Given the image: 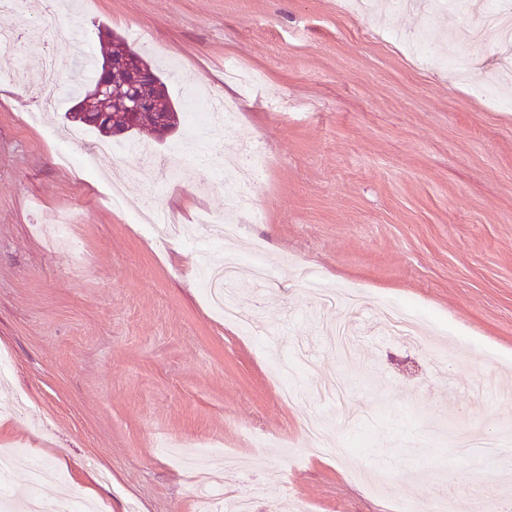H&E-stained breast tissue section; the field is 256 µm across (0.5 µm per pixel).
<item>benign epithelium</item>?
<instances>
[{
	"mask_svg": "<svg viewBox=\"0 0 512 512\" xmlns=\"http://www.w3.org/2000/svg\"><path fill=\"white\" fill-rule=\"evenodd\" d=\"M96 71L98 77L93 88L67 113L70 122H92L108 131L112 121L110 113L101 108V102L109 98L123 104L132 118L146 112L164 116L169 112L164 88L155 80L153 72L129 51L102 56L96 61Z\"/></svg>",
	"mask_w": 512,
	"mask_h": 512,
	"instance_id": "7a95c632",
	"label": "benign epithelium"
}]
</instances>
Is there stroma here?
<instances>
[{"label": "stroma", "mask_w": 512, "mask_h": 512, "mask_svg": "<svg viewBox=\"0 0 512 512\" xmlns=\"http://www.w3.org/2000/svg\"><path fill=\"white\" fill-rule=\"evenodd\" d=\"M68 17L26 0L0 12L1 31L49 29L67 58L73 34L101 57L106 31L145 32L137 49L159 66L177 103L195 87L234 102L236 137L205 131L193 167L207 181L164 187L131 160L99 170L56 164L49 126H66L69 92L46 124L26 114L45 80L32 49L4 55L24 66L0 78V351L13 375L0 395V445L22 444L62 479L38 491L60 512L63 489L92 485L106 512H194L201 488L268 492L254 512H396L436 495L456 512H512V456H464L457 437L512 430V107L475 97L500 70L496 36L472 43L462 79L446 70L451 12L424 5L390 17L404 33L432 31L423 63L378 37L374 15L342 0H76ZM235 61L259 73L249 97L225 80ZM261 157L260 222L243 215L229 244L234 288L268 329L245 336L199 292L198 269L222 259L142 231L104 197L154 196L191 235L204 211L232 205L224 159ZM68 213L72 252L40 230ZM263 250L270 276L255 278ZM327 287L363 289L357 352L341 357L324 305L301 271ZM384 302L408 304L437 329L435 351L388 333ZM288 359L308 389L342 377L343 400L287 403L268 367ZM323 418L327 452L305 451L304 423ZM169 441L206 442L249 460L185 463Z\"/></svg>", "instance_id": "35a3bbf8"}]
</instances>
